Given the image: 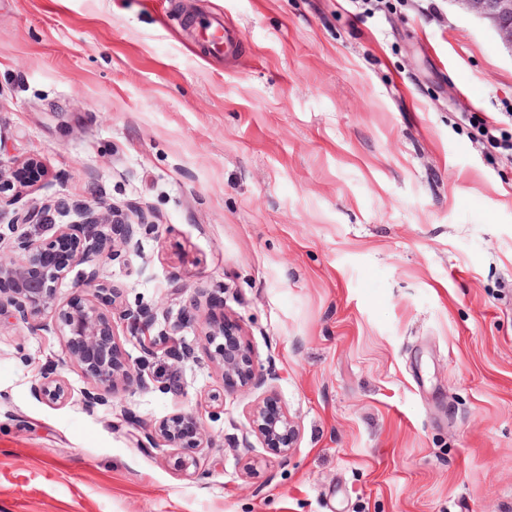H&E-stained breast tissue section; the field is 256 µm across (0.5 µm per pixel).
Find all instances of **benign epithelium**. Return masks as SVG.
Masks as SVG:
<instances>
[{
	"mask_svg": "<svg viewBox=\"0 0 512 512\" xmlns=\"http://www.w3.org/2000/svg\"><path fill=\"white\" fill-rule=\"evenodd\" d=\"M465 8L489 20L500 41L512 49V0H457ZM21 179L34 182L45 175V169L36 156H29L20 163ZM94 209L89 208L82 220L70 224L49 222L45 211L34 208L16 213L6 230L0 229V245L15 240L16 250L22 258L11 265L0 263V310L13 308L14 314L23 321L39 316L49 310L57 313L61 330L69 336V342L83 345L84 350L77 354L84 365L86 374L93 380L95 391L87 392V402L91 405L108 402L106 395L115 393L118 383L130 380L132 372L142 366L143 360L122 361L118 358L120 340L119 329L123 328L132 336L146 331L142 312L112 302V316L100 312L96 300L102 291L97 284L98 269L94 264L114 257L118 252H138L140 240L137 230L148 226L144 214L112 212V223L123 229L119 243L107 245L96 233V225L104 224ZM24 224L39 225L52 232V240L43 243L31 236L18 233ZM60 246L63 248V263L58 268H46L36 278L30 270L42 262L43 256ZM84 264L93 266L78 287L87 292L83 302L61 307L57 302V282L66 270ZM203 333L210 342L224 337L217 345L212 359L221 369L224 381L231 386H248L257 381L255 371V351L245 337L226 332L223 328L208 324ZM31 393L37 400L58 402L67 397L65 386L51 381H38L31 385ZM194 420L191 412L177 413L163 420L157 428L147 433L149 442L176 448H208L211 440L199 428L188 433L183 430L185 421ZM251 432L254 433L273 453L286 456L293 448L299 435V428L288 411L271 403L257 404L250 417Z\"/></svg>",
	"mask_w": 512,
	"mask_h": 512,
	"instance_id": "7a95c632",
	"label": "benign epithelium"
}]
</instances>
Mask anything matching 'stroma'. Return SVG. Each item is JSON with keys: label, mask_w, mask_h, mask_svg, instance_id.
Returning <instances> with one entry per match:
<instances>
[{"label": "stroma", "mask_w": 512, "mask_h": 512, "mask_svg": "<svg viewBox=\"0 0 512 512\" xmlns=\"http://www.w3.org/2000/svg\"><path fill=\"white\" fill-rule=\"evenodd\" d=\"M221 16L229 56L187 29ZM494 124L487 140L481 121ZM0 211H142L98 278L173 351L103 406L59 320L0 314V512H512V49L458 0H0ZM249 335L259 388L202 333ZM66 400H36L34 380ZM300 436H249L263 398ZM193 412L212 439L141 447Z\"/></svg>", "instance_id": "35a3bbf8"}]
</instances>
